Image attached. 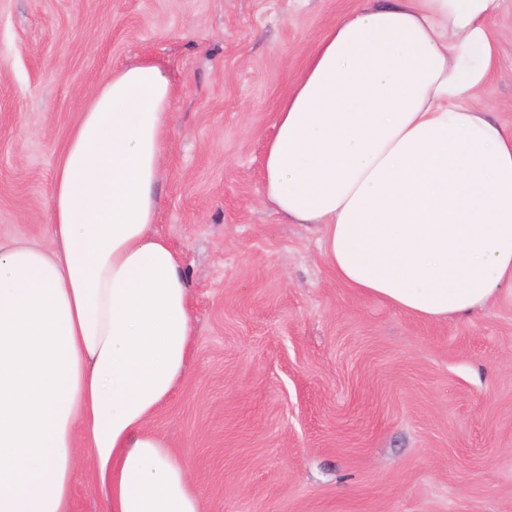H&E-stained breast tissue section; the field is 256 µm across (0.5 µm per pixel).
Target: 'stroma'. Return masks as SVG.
<instances>
[{"label":"stroma","instance_id":"obj_1","mask_svg":"<svg viewBox=\"0 0 512 512\" xmlns=\"http://www.w3.org/2000/svg\"><path fill=\"white\" fill-rule=\"evenodd\" d=\"M366 0H0V238L49 244L69 135L113 70L172 81L156 231L191 288L192 357L149 421L208 512H512V291L420 320L339 282L263 205L274 116ZM483 93L512 127V0Z\"/></svg>","mask_w":512,"mask_h":512}]
</instances>
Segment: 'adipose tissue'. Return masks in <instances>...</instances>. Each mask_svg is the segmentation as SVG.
<instances>
[{
  "mask_svg": "<svg viewBox=\"0 0 512 512\" xmlns=\"http://www.w3.org/2000/svg\"><path fill=\"white\" fill-rule=\"evenodd\" d=\"M505 2L384 0L327 26L264 149V202L317 225L340 282L420 319L512 288V129L479 101ZM171 94L159 62L114 71L56 169L51 247L0 240V512H69L81 458L107 512H205L147 427L193 330L153 230Z\"/></svg>",
  "mask_w": 512,
  "mask_h": 512,
  "instance_id": "ef3b65f1",
  "label": "adipose tissue"
}]
</instances>
